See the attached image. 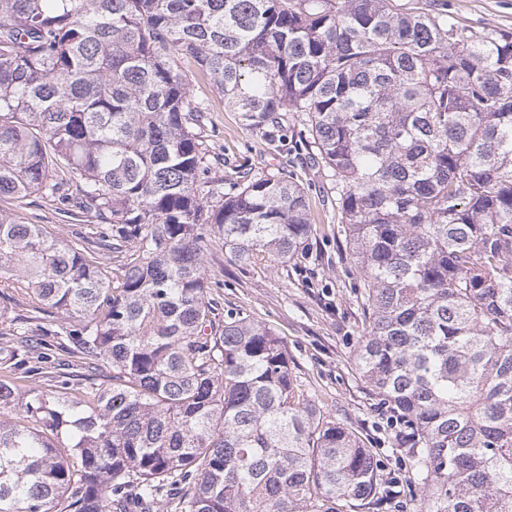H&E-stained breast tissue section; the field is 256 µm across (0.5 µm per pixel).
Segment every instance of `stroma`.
<instances>
[{
    "label": "stroma",
    "instance_id": "stroma-1",
    "mask_svg": "<svg viewBox=\"0 0 512 512\" xmlns=\"http://www.w3.org/2000/svg\"><path fill=\"white\" fill-rule=\"evenodd\" d=\"M435 6L464 27L512 31V0H436ZM191 85L206 108L202 136L210 147L213 175L229 179L244 164L271 170L287 162V141H269L246 127L238 113L225 107L211 79L196 77ZM297 173L311 186L310 215L319 234L301 257L286 263L264 252L242 263L225 254L222 241L209 239L204 250L208 296L217 303L219 317L233 312L266 324L285 345L303 388L374 449L383 462V479L402 482L399 497L390 504L368 502L359 512H419L416 492L407 485L413 463L396 451V430L356 367L364 316L345 233L335 206L319 188L317 168L306 162L298 165ZM1 210L47 225L66 239L75 232L56 217L52 202L38 196L20 202L1 199ZM26 320L47 328L59 322L57 315L41 311L25 289L0 286V346L8 344L10 330Z\"/></svg>",
    "mask_w": 512,
    "mask_h": 512
}]
</instances>
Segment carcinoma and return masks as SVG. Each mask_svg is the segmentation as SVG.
Listing matches in <instances>:
<instances>
[{
  "label": "carcinoma",
  "mask_w": 512,
  "mask_h": 512,
  "mask_svg": "<svg viewBox=\"0 0 512 512\" xmlns=\"http://www.w3.org/2000/svg\"><path fill=\"white\" fill-rule=\"evenodd\" d=\"M336 197L363 288L356 366L420 512H512V33L393 0H0V283L112 375L0 349V512H335L397 496L272 330L216 328L208 231L240 261L317 233L295 167L224 192L183 62ZM123 255L119 272L101 251ZM38 381L21 386L17 375ZM54 207L52 202L40 196L28 197L20 202L5 198L0 200V211L18 213L31 224H46L58 236L67 240L73 238L74 232L89 231L87 228L91 226H87V224L69 225L71 223L56 218Z\"/></svg>",
  "instance_id": "1"
}]
</instances>
